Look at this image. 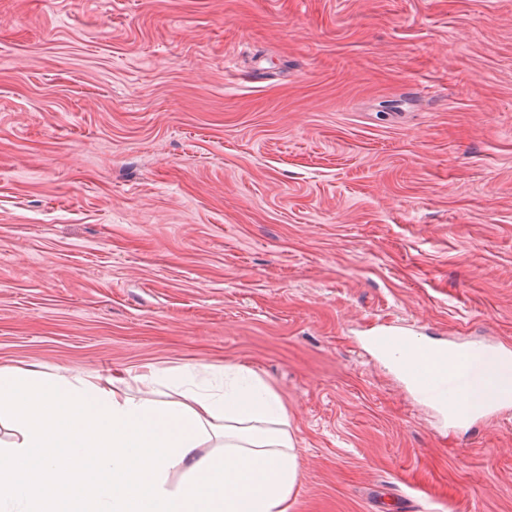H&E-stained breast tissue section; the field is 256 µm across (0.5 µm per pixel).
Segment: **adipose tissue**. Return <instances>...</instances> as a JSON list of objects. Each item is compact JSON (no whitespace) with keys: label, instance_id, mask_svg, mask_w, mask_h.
<instances>
[{"label":"adipose tissue","instance_id":"ef3b65f1","mask_svg":"<svg viewBox=\"0 0 512 512\" xmlns=\"http://www.w3.org/2000/svg\"><path fill=\"white\" fill-rule=\"evenodd\" d=\"M454 421L512 399V356L475 352ZM174 386L175 401L141 388ZM0 512H290L299 469L288 410L250 370L217 385L186 367L75 381L0 369ZM179 482H172L173 473Z\"/></svg>","mask_w":512,"mask_h":512}]
</instances>
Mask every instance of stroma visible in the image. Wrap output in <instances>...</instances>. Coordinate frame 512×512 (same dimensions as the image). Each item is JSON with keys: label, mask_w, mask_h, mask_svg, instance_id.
<instances>
[{"label": "stroma", "mask_w": 512, "mask_h": 512, "mask_svg": "<svg viewBox=\"0 0 512 512\" xmlns=\"http://www.w3.org/2000/svg\"><path fill=\"white\" fill-rule=\"evenodd\" d=\"M386 325L512 353V0H0V368L248 369L292 512H512Z\"/></svg>", "instance_id": "stroma-1"}]
</instances>
